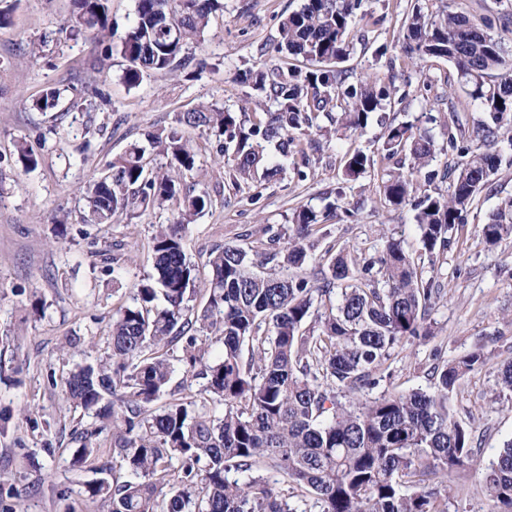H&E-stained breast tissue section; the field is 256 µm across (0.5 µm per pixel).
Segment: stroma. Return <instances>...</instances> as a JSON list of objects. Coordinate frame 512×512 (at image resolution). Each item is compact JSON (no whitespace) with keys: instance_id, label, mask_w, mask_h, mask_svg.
I'll return each instance as SVG.
<instances>
[{"instance_id":"1","label":"stroma","mask_w":512,"mask_h":512,"mask_svg":"<svg viewBox=\"0 0 512 512\" xmlns=\"http://www.w3.org/2000/svg\"><path fill=\"white\" fill-rule=\"evenodd\" d=\"M0 1L12 8L10 25L0 28V512H93L84 489L113 478L112 436L96 433V419L65 400L63 381L76 365L106 358L112 312L131 303L134 283L153 274L150 240L156 225L172 223L175 214L165 208L90 224L82 188L130 145H146L147 133L169 128L176 113L198 105L241 106L248 89L235 81L237 70L276 63L279 20L302 0H223L202 43L192 46L190 63L173 73H147L135 87L123 79L126 61L118 51L135 0H110L109 52L90 39L66 37L71 0ZM415 3L428 15L445 8L491 22L493 36L512 41V24L501 22L505 0H363L376 20L369 36L396 57V69L388 71L360 46L345 67L356 79L393 75L405 98L363 134L338 131L329 146L311 152L304 181L289 171L259 185L232 183L218 161L215 137L189 130L199 151L191 181L213 202L193 217L186 234L185 252L197 274L191 311L206 302L213 248L255 246L266 227L288 226L303 205L322 211L325 241L336 251L375 256L389 235L418 251L413 211L391 206L379 188L391 167L380 158L384 122H413L436 141L430 189L444 193L451 184L444 171L460 160L448 147L449 104L461 108L469 127L489 115L465 92L449 94L448 62L400 58L401 19ZM50 87L60 91L58 106L33 108ZM19 140L38 156L36 169L26 172L15 163ZM354 151L376 165L351 181L344 156ZM501 153L497 172L464 212L448 251L424 267L447 292L431 314L433 338L404 340L380 384L362 393L370 400L430 389L433 366L484 347L486 366L464 380L453 408L478 436L486 461L512 438V402L498 397L499 371L512 363V238L490 247L480 233L489 211L512 197V147L502 146ZM330 202L337 211L327 210ZM63 213L66 223H54ZM86 442L97 453L83 461L78 450ZM491 508L477 468L453 479L448 512Z\"/></svg>"}]
</instances>
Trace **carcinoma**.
<instances>
[{
	"instance_id": "carcinoma-1",
	"label": "carcinoma",
	"mask_w": 512,
	"mask_h": 512,
	"mask_svg": "<svg viewBox=\"0 0 512 512\" xmlns=\"http://www.w3.org/2000/svg\"><path fill=\"white\" fill-rule=\"evenodd\" d=\"M67 28L101 44L110 29L108 0H72ZM362 0H303L281 17L275 51L283 62L246 69L235 80L253 94L238 107L198 106L180 112L175 125L147 134L172 171L150 166L135 144L113 159L111 173L89 180L82 198L93 224H110L120 212L173 208L179 218L160 224L151 238L155 276L133 285V302L119 307L109 325L111 353L97 366L68 374L64 393L75 406L112 430V467L129 478L87 485L98 512H299L311 495L320 512H448L453 477L482 466L483 491L495 512H512V439L481 465L471 427L455 419L451 400L488 357L482 347L434 368L430 390H411L361 401L354 395L378 384L377 372L407 337L431 338L427 320L443 289L426 278L401 242L389 237L376 258L332 255L317 278L294 273L312 256L318 213L300 207L292 224L271 232L268 245L214 249L208 260V300L186 318L196 275L184 240L191 217L210 204L187 186L198 152L185 137L205 127L223 139L220 153L234 181L261 182L285 165L268 166L264 144L274 143L298 179L310 159L299 136H331L328 125L362 132L372 115L392 105L394 81L350 80L340 64L353 50L347 33ZM220 0H136L132 25L119 52L124 80L133 86L148 72L172 71L190 44L199 43ZM404 51L419 60H445L453 84L468 91L492 123L472 130L447 194L420 193L430 183L437 146L413 125L384 128V158L410 157L408 167L386 173L381 191L394 206L414 212L421 252L444 253L462 213L501 162L496 146L512 145V46L492 36L491 24L461 14L430 17L413 7L403 20ZM16 162L38 165L26 142L15 144ZM374 168L356 151L345 174ZM485 243L512 236V198L482 225ZM286 246L280 247L282 239ZM273 265L257 275L255 266ZM184 341L179 361L185 380L203 379L200 402L161 398L173 373L169 346ZM223 344L217 358L209 342ZM219 402L215 416L207 404ZM179 466H174L173 462ZM283 474L291 492L275 491L262 470Z\"/></svg>"
}]
</instances>
